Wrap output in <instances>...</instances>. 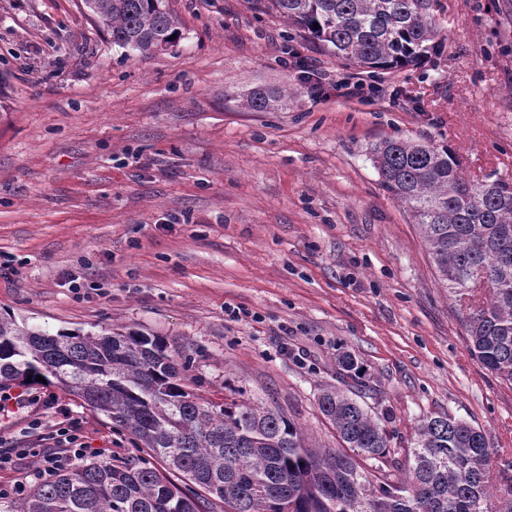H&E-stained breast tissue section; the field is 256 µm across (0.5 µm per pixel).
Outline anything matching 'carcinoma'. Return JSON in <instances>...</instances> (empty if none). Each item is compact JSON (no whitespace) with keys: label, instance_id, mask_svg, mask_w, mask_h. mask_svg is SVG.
Returning <instances> with one entry per match:
<instances>
[{"label":"carcinoma","instance_id":"1","mask_svg":"<svg viewBox=\"0 0 512 512\" xmlns=\"http://www.w3.org/2000/svg\"><path fill=\"white\" fill-rule=\"evenodd\" d=\"M271 10L349 64L421 65L436 37L434 0H248ZM112 44L165 50L179 35L166 0H83ZM247 108H288V92L253 89ZM382 186L411 215L440 280L459 299L469 351L512 386V181L462 176L460 161L431 142L386 138L371 149ZM487 284L476 287L479 272ZM158 336L134 330L55 335L0 317V386L52 377L63 392L132 435L168 469L224 503V512H512V479L494 487L493 449L482 430L448 414L427 417L404 458L359 390L327 386L317 405L340 448H311L284 413L256 400L224 405L185 383ZM361 368L347 356L336 377ZM200 498L149 459L93 460L38 484L20 510L3 512H204Z\"/></svg>","mask_w":512,"mask_h":512}]
</instances>
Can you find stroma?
<instances>
[{"label":"stroma","mask_w":512,"mask_h":512,"mask_svg":"<svg viewBox=\"0 0 512 512\" xmlns=\"http://www.w3.org/2000/svg\"><path fill=\"white\" fill-rule=\"evenodd\" d=\"M504 5L437 0L429 62L364 71L247 0H168L180 39L149 54L113 45L82 0H0V317L166 337L192 390L278 406L315 448L339 445L317 397L350 353L392 447L447 414L480 427L512 478V388L471 356L369 159L384 138L429 141L466 179H512ZM346 77L364 96L337 89ZM257 87L291 91L287 109H246ZM10 390L34 400L0 413V446L38 447L64 422L105 461L135 455L54 385Z\"/></svg>","instance_id":"obj_1"}]
</instances>
